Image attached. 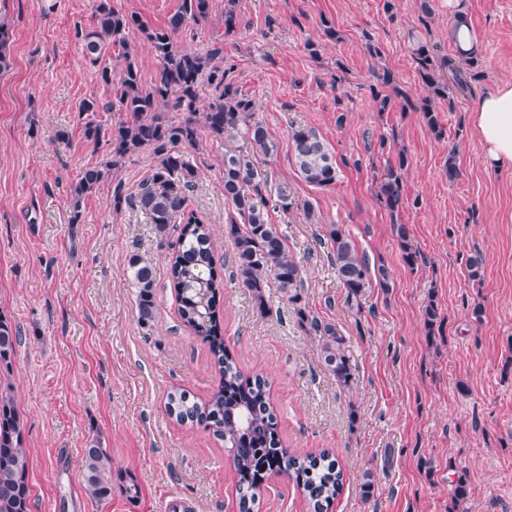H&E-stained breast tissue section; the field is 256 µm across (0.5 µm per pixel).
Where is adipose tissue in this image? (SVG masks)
<instances>
[{"instance_id": "ef3b65f1", "label": "adipose tissue", "mask_w": 512, "mask_h": 512, "mask_svg": "<svg viewBox=\"0 0 512 512\" xmlns=\"http://www.w3.org/2000/svg\"><path fill=\"white\" fill-rule=\"evenodd\" d=\"M471 123L487 159L494 165H512V82L499 84L481 96L471 111Z\"/></svg>"}]
</instances>
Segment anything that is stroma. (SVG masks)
<instances>
[{"mask_svg": "<svg viewBox=\"0 0 512 512\" xmlns=\"http://www.w3.org/2000/svg\"><path fill=\"white\" fill-rule=\"evenodd\" d=\"M225 0L178 34L197 52L221 48L232 80L253 100L279 150L262 167L267 190L289 185L293 204L270 213L305 277L302 303L347 339L353 379L325 370L320 342L277 288L259 313L233 280L224 230V149L208 135L190 152L197 179L188 205L211 227L224 278L218 316L224 344L245 375L267 377L282 445L329 451L346 483L329 512H448L452 482L464 476L466 512H512V169L490 165L469 123L480 96L512 80V0H238L239 24L224 32ZM181 0H112L151 28L166 26ZM465 11L483 76L454 105L439 103L435 136L416 103L423 85L414 38L454 52L451 29ZM12 33L0 71V312L23 342L0 367V393L17 408L29 461L32 512H165L177 495L191 512H239L236 479L222 440L179 422L168 395L207 400L220 375L206 343L185 326L168 276L179 232L159 235L148 215L112 207L115 185L132 195L155 167L141 151L103 180L71 223L69 189L101 162L105 143L88 140L83 99L115 101L75 33L96 24L95 0H0ZM317 54H310V46ZM379 55H371L369 46ZM393 75L411 105L378 111L376 76ZM297 127L314 129L339 166L327 188L306 183L289 148ZM406 154V224L422 259L408 267L389 212L376 193L387 165ZM455 154L456 178L445 171ZM341 225L370 260L391 273L350 303L326 236ZM156 278L154 318L141 323L130 286L132 254ZM480 254L484 280L466 261ZM435 299L442 324L428 334L423 309ZM481 318H474V307ZM100 437L112 458V496L94 500L82 479L83 450ZM372 473L374 489L360 485ZM137 484V497L125 488ZM258 512H307L287 475L264 482Z\"/></svg>", "mask_w": 512, "mask_h": 512, "instance_id": "obj_1", "label": "stroma"}]
</instances>
